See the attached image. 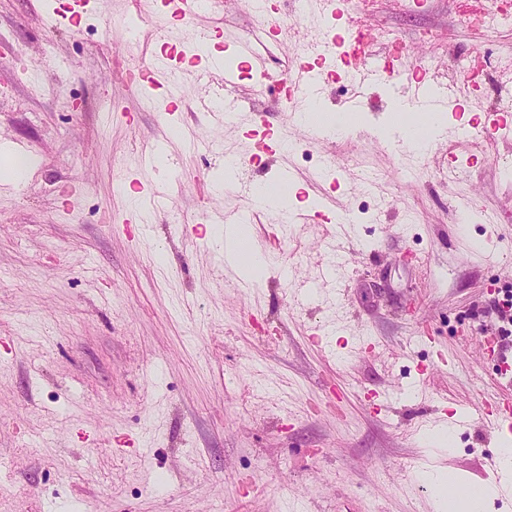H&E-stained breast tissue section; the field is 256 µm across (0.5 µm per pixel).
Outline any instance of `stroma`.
Instances as JSON below:
<instances>
[{"label":"stroma","mask_w":512,"mask_h":512,"mask_svg":"<svg viewBox=\"0 0 512 512\" xmlns=\"http://www.w3.org/2000/svg\"><path fill=\"white\" fill-rule=\"evenodd\" d=\"M64 2L0 0V143L28 162L24 183L0 181V512H434L425 465L488 479L503 432L475 419L449 449L426 432L445 411L512 397L473 334L496 332L491 306L512 284V141L480 151L454 134L414 156L380 140L371 127L408 95L398 76L373 84L364 128L318 140L260 82L273 67L260 50L236 90L299 150L239 165L227 183L218 156L247 150V119L210 126L191 106L192 69L178 112L144 108L139 89L107 79L132 0H92L77 28L51 23ZM139 21L154 56L206 29L248 39L255 23L242 0L219 19ZM368 21L411 46L436 31L448 52H428L434 71L512 54V27L467 26L460 0H374ZM112 99L123 111H103ZM356 154L388 201L366 221L352 214L370 194L354 177L330 186ZM451 160L459 177L441 182ZM283 167L307 237L298 248L284 224L254 227L266 267L245 289L216 260L197 183L223 182L232 214L248 207L238 179L272 185ZM134 178L169 184L172 206L139 214L121 189ZM470 198L487 220L460 222ZM333 256L336 284L301 295Z\"/></svg>","instance_id":"stroma-1"}]
</instances>
